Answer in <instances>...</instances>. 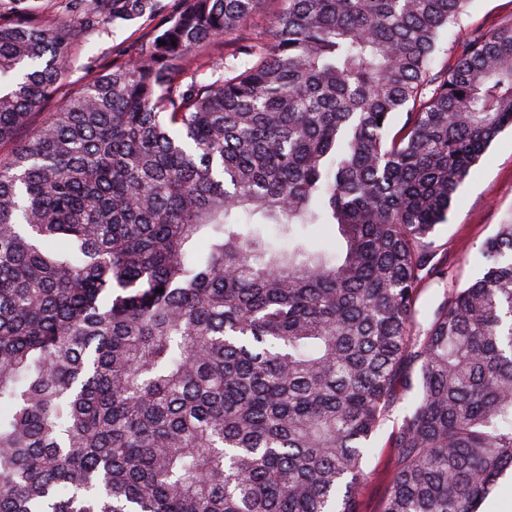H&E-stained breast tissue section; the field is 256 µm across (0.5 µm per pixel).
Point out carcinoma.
I'll use <instances>...</instances> for the list:
<instances>
[{
  "label": "carcinoma",
  "mask_w": 512,
  "mask_h": 512,
  "mask_svg": "<svg viewBox=\"0 0 512 512\" xmlns=\"http://www.w3.org/2000/svg\"><path fill=\"white\" fill-rule=\"evenodd\" d=\"M26 2L0 0V512H360L413 391L380 512H479L512 471V222L417 302L512 127V26L436 68L467 0L262 25V0H178L33 128L81 38ZM217 44L234 61L187 80ZM412 397L413 393H410L404 402L393 409L389 420L376 437V448H374L365 465L367 479L359 498L360 512L379 511L381 501L389 488V461L392 448H388L387 445L388 435L393 427L401 423L405 407Z\"/></svg>",
  "instance_id": "cac0c4a2"
}]
</instances>
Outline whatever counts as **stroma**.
Listing matches in <instances>:
<instances>
[{
    "label": "stroma",
    "instance_id": "stroma-1",
    "mask_svg": "<svg viewBox=\"0 0 512 512\" xmlns=\"http://www.w3.org/2000/svg\"><path fill=\"white\" fill-rule=\"evenodd\" d=\"M55 21H77L84 29L85 45L73 56L61 82L58 100L46 110L54 112L61 100L81 93L91 72L111 65L113 59L137 44L146 26L145 19L135 18L119 25H103L85 19L74 9L71 0H35ZM512 25V0H468L458 25L449 28L438 44L435 63H443L457 52L465 37L474 31H494ZM512 217V128L505 129L489 146L478 164L460 187L448 213L439 225L435 242L446 248L450 275L448 286L461 288L481 272L480 248L497 231L498 224ZM404 405H397L378 433L375 448L365 468L367 479L359 498L360 512H379L389 488L387 445L389 433L400 424Z\"/></svg>",
    "mask_w": 512,
    "mask_h": 512
}]
</instances>
